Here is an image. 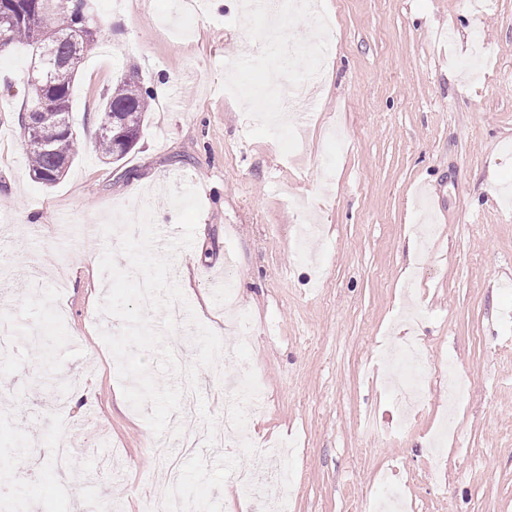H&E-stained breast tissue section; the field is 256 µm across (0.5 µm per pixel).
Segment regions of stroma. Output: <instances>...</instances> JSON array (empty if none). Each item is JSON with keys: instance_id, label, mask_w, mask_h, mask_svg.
<instances>
[{"instance_id": "obj_1", "label": "stroma", "mask_w": 512, "mask_h": 512, "mask_svg": "<svg viewBox=\"0 0 512 512\" xmlns=\"http://www.w3.org/2000/svg\"><path fill=\"white\" fill-rule=\"evenodd\" d=\"M240 4L204 0L177 37L162 23L170 0H93L103 40L77 68L79 153L51 187L29 174L20 123L33 51L0 54V312L38 329L55 307L67 313L50 358L32 360V341L0 350V455L60 436L78 450L63 472L34 457L39 480L24 512H76L92 498L141 512L167 496L157 454L181 455L182 436L155 437L121 400L100 333L122 323L100 320L103 280L79 257L109 246L102 225L129 204L134 182L162 240L177 238L163 194L176 175L197 188L202 211L173 276L188 281L197 320L224 343L216 367L199 371L202 395L220 422L236 399L224 376L247 367L260 384L251 442L181 456L208 512H241L251 494L227 476L256 466L268 443L289 454L283 468L263 469L260 491L288 512H363L387 473L407 512H512V202L502 193L512 186V0H321L336 29L317 61L312 16L282 14L275 32L242 18ZM255 45L240 94L225 97L227 58ZM315 65L322 88L311 108L289 103V83ZM132 71L147 87H170L115 166L95 150L99 102ZM295 131L307 142L301 155ZM427 196L436 232L412 259L415 202ZM409 303L431 371L425 409L401 426L375 356L400 342ZM242 310L253 327L245 347L233 324ZM448 360L469 391L434 470ZM60 483L72 489L62 501Z\"/></svg>"}]
</instances>
